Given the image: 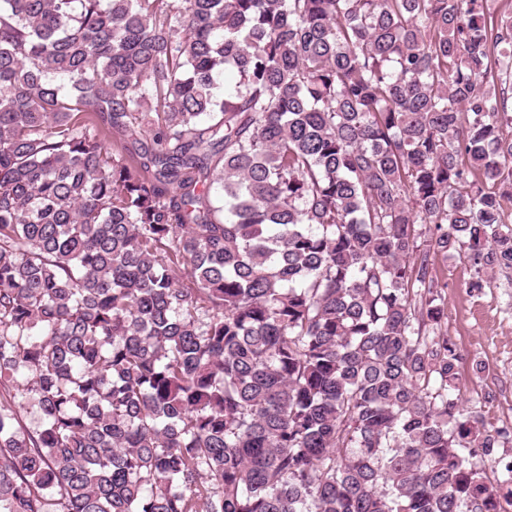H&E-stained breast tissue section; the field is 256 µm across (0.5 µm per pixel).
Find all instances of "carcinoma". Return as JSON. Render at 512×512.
<instances>
[{"label":"carcinoma","instance_id":"cac0c4a2","mask_svg":"<svg viewBox=\"0 0 512 512\" xmlns=\"http://www.w3.org/2000/svg\"><path fill=\"white\" fill-rule=\"evenodd\" d=\"M495 55L485 0H0V512H508L434 269L512 268Z\"/></svg>","mask_w":512,"mask_h":512}]
</instances>
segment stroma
I'll use <instances>...</instances> for the list:
<instances>
[{
	"label": "stroma",
	"mask_w": 512,
	"mask_h": 512,
	"mask_svg": "<svg viewBox=\"0 0 512 512\" xmlns=\"http://www.w3.org/2000/svg\"><path fill=\"white\" fill-rule=\"evenodd\" d=\"M448 301V334L463 356L466 405L484 406L486 417L512 424V269L474 289V269L455 257H436Z\"/></svg>",
	"instance_id": "35a3bbf8"
}]
</instances>
